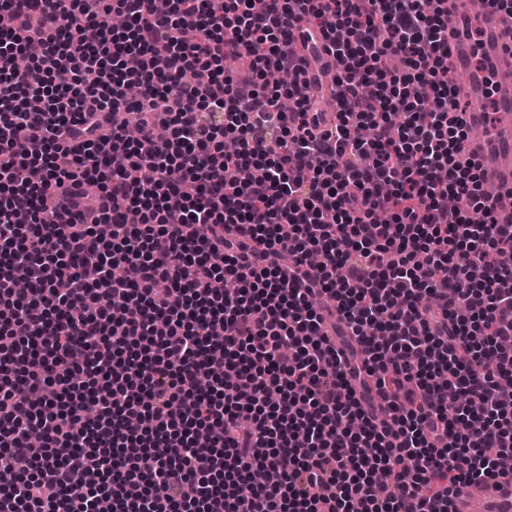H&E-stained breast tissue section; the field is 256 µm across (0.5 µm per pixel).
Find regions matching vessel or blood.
Masks as SVG:
<instances>
[{"label": "vessel or blood", "mask_w": 512, "mask_h": 512, "mask_svg": "<svg viewBox=\"0 0 512 512\" xmlns=\"http://www.w3.org/2000/svg\"><path fill=\"white\" fill-rule=\"evenodd\" d=\"M448 67L455 80L456 99L462 108L454 117L472 135L464 143V158L481 165L484 185L502 193L496 199L500 218L512 217V18L494 7L490 0H447ZM482 29L480 43H473L468 30L471 23ZM482 65H475L474 56ZM492 94L498 111L486 115L476 103ZM512 512V475L498 476L456 486L449 512Z\"/></svg>", "instance_id": "1"}]
</instances>
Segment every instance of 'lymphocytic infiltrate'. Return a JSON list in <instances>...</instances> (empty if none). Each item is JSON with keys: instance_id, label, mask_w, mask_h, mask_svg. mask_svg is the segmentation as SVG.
Wrapping results in <instances>:
<instances>
[{"instance_id": "1", "label": "lymphocytic infiltrate", "mask_w": 512, "mask_h": 512, "mask_svg": "<svg viewBox=\"0 0 512 512\" xmlns=\"http://www.w3.org/2000/svg\"><path fill=\"white\" fill-rule=\"evenodd\" d=\"M43 2L0 0V512H448L501 475L512 222L456 162L447 8ZM293 16L341 64L327 137L322 75L259 88Z\"/></svg>"}]
</instances>
